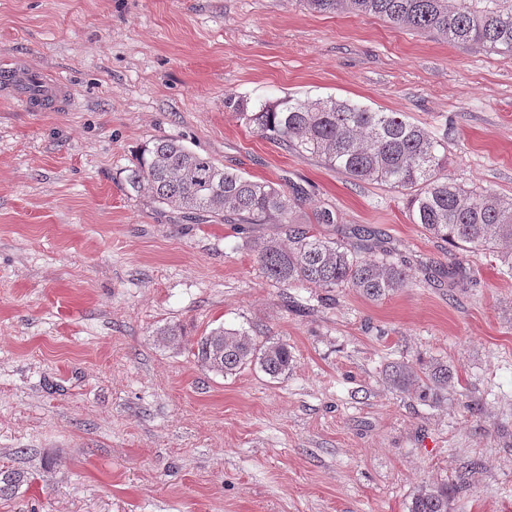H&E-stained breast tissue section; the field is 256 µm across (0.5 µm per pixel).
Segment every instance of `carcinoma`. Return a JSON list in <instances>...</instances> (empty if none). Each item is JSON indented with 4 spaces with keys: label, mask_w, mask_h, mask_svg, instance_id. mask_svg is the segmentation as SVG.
Wrapping results in <instances>:
<instances>
[{
    "label": "carcinoma",
    "mask_w": 512,
    "mask_h": 512,
    "mask_svg": "<svg viewBox=\"0 0 512 512\" xmlns=\"http://www.w3.org/2000/svg\"><path fill=\"white\" fill-rule=\"evenodd\" d=\"M303 2L317 13L377 15L394 25L443 35L451 43L512 54V0H456L452 7L448 0ZM224 108L259 137L301 157L316 158L354 181L406 193L411 222L455 249L448 279L463 278L459 250L499 252L503 266L512 272V249H505L512 243V203L448 177V141L410 122L404 113L372 111L332 97H284L250 107L246 99L231 94L224 97ZM126 186L191 220L277 225L279 234L258 244L256 261L262 276L279 288H350L375 302L410 287L405 268L389 254L359 256L296 222V195L227 169L178 140L160 139L142 148L128 169ZM156 335L167 344L183 339L177 324L164 326ZM191 351L202 368L223 376L257 364L275 379L287 375L294 364L287 343L221 326L197 339ZM455 374L438 358L390 362L383 370L390 388L434 406L448 401V384ZM409 512H448V485H420Z\"/></svg>",
    "instance_id": "carcinoma-1"
}]
</instances>
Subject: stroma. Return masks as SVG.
<instances>
[{
  "label": "stroma",
  "mask_w": 512,
  "mask_h": 512,
  "mask_svg": "<svg viewBox=\"0 0 512 512\" xmlns=\"http://www.w3.org/2000/svg\"><path fill=\"white\" fill-rule=\"evenodd\" d=\"M59 79L27 112L0 83V512H408L448 482V512H512V277L411 223L407 196L354 183L225 109L347 99L448 136V172L512 203V54L302 0H0V69ZM176 139L298 192L297 215L359 255L389 251L409 288H277L254 246L273 224H193L125 177ZM335 211L314 224L316 211ZM177 324L181 343L160 342ZM287 342L288 375L198 366L219 326ZM435 357L455 397L392 390L394 360ZM472 396L469 412L458 394ZM33 81L37 83L39 89L42 90L40 95L35 96L38 98L37 101L40 105V110L57 108L58 103L65 97V84L58 80H47L35 76H33Z\"/></svg>",
  "instance_id": "35a3bbf8"
}]
</instances>
